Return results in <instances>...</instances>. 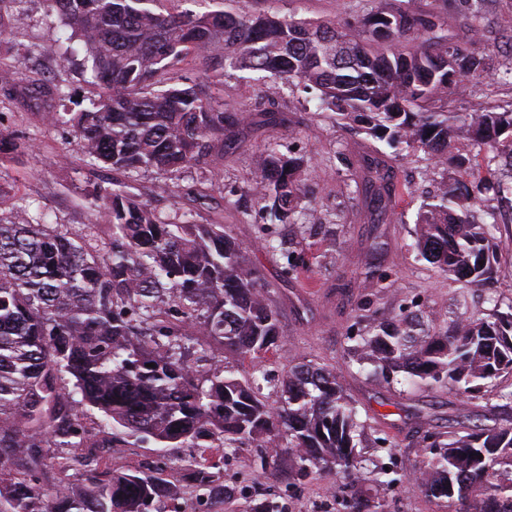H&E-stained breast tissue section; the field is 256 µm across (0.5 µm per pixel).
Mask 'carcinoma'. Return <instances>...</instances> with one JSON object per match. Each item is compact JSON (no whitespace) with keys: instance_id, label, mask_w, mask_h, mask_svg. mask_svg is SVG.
I'll use <instances>...</instances> for the list:
<instances>
[{"instance_id":"cac0c4a2","label":"carcinoma","mask_w":512,"mask_h":512,"mask_svg":"<svg viewBox=\"0 0 512 512\" xmlns=\"http://www.w3.org/2000/svg\"><path fill=\"white\" fill-rule=\"evenodd\" d=\"M164 2L44 0L46 17L86 48L100 89L77 112L49 113L88 157L166 179L210 156L222 160L247 131L286 125L288 117L228 111L180 65L194 55L209 60L218 81L228 69L266 72L277 80L274 91L300 86L366 136L425 153L426 175L453 164L457 175L420 208L415 249L450 280L490 277L496 227L473 223L472 208L512 186L474 172L457 143L512 165V106L448 111V96L495 76L490 50L462 48L447 35L460 15L481 34L485 0H453L429 13L386 0L342 24L226 8L172 12ZM379 25L389 31L384 40ZM307 165L278 143L254 160L252 191L281 222L302 205ZM365 170L374 207L387 209L386 171L371 158ZM91 198L109 228L95 247L42 217H0V512H149L174 492L152 470L98 463L84 482L49 495L41 482L48 448L73 449L61 471L82 463L85 448H199L191 479L220 500L228 499L218 484L224 457L208 449L228 445L285 450L299 479L316 469L356 480L367 424L328 365L288 362L280 401L271 403L235 367L221 362L200 378L184 356L178 337L195 320L196 334L239 360L280 349L278 313L249 249L224 225L197 224L186 212L160 221L125 182L99 183ZM268 249L291 276L308 268L292 251ZM359 277L360 287L378 293L390 274L367 263ZM418 323L413 311L357 314L348 352L386 382L401 375L471 400L512 375V313L445 320L432 334L417 331ZM90 411L99 413L91 423ZM424 442L422 486L448 512H512V426L462 422L457 431H426ZM342 504L347 512L369 508L359 492Z\"/></svg>"}]
</instances>
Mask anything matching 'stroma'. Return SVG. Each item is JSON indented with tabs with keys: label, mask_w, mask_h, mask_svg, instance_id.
I'll list each match as a JSON object with an SVG mask.
<instances>
[{
	"label": "stroma",
	"mask_w": 512,
	"mask_h": 512,
	"mask_svg": "<svg viewBox=\"0 0 512 512\" xmlns=\"http://www.w3.org/2000/svg\"><path fill=\"white\" fill-rule=\"evenodd\" d=\"M234 6L243 12L339 22L361 11L358 0H235ZM44 13L43 0H9L0 13V25L5 28L0 35V67L15 73L12 85L0 84V129L23 146L22 151L0 154V214L23 209L49 223L67 225L81 236L90 225L102 221L90 203L94 186L116 179L131 184L162 220L188 211L197 223L226 224L251 248L253 262L264 273V294L279 315L282 346L277 354L260 361L269 379L280 378L288 361L323 358L345 384L360 419L385 433L395 446L390 456H375L369 448L361 451L356 489L372 487L379 463L401 477L385 494L371 499L370 512H443L417 479L423 466L421 436L428 429H453L458 423L475 420L489 404L495 407L490 423L512 425V408L496 405L499 393L512 390V376L493 380L485 398L479 400L445 388L389 384L369 376L350 358L346 329L363 302L378 316L397 312L404 302H415L427 330L434 315L453 321L512 311V202L494 199L481 203L473 213L478 224L495 220V235L502 242L490 278L469 285L448 280L432 265L417 260L412 250L419 207L434 191L433 182L421 178L425 158L405 156L403 151L336 123L315 96L288 88L273 94L269 80L243 79L232 70L225 73L223 84L212 86L214 96L238 112L264 102L284 112L287 125L251 134L223 163L195 175L196 200L161 192L158 175L131 176L90 161L72 133L46 120V113L76 110L78 99L95 94L97 88L90 74L60 66L55 51L66 46L69 32L59 23L46 21ZM507 20L512 21V0H486V37L489 44L499 47L495 58L499 71L512 67V51L505 47L512 41V32L503 28ZM486 103L512 104V85L486 79L473 84L466 96L448 99L449 109L456 112ZM274 141L311 158L305 187L312 203L295 215L293 224H320L323 234L294 236L293 225L271 218L250 191L254 158ZM367 157L379 161L393 185L392 206L382 216L369 207L370 188L363 166ZM379 235L389 248L378 262L394 277L390 288L373 296L360 288L358 273L367 259L369 243ZM270 240L291 244L293 250L302 252L309 272L297 279L288 277L265 247ZM97 454L117 471L159 468L175 484V497L156 500L151 512H248L258 498L276 502L285 512H343L338 503L341 482L334 474L315 471L306 479H293L288 475L287 455L264 448L225 449L220 472V481L230 494L225 504L203 494L188 478L196 449L139 443L101 448Z\"/></svg>",
	"instance_id": "obj_1"
}]
</instances>
